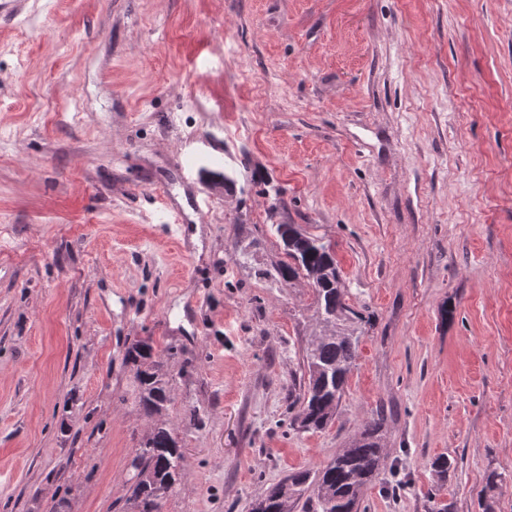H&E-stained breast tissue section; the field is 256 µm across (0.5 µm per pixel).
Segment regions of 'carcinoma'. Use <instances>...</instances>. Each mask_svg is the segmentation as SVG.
Returning a JSON list of instances; mask_svg holds the SVG:
<instances>
[{
    "label": "carcinoma",
    "mask_w": 512,
    "mask_h": 512,
    "mask_svg": "<svg viewBox=\"0 0 512 512\" xmlns=\"http://www.w3.org/2000/svg\"><path fill=\"white\" fill-rule=\"evenodd\" d=\"M275 232L293 260L280 268L283 280L290 282L302 275L309 281L323 327L304 351L302 363L307 382L291 403V408L298 409L292 422L305 430H319L332 419L345 393L360 337L338 326L349 307L346 286L331 247L302 233L295 224H277ZM152 357L153 347L147 342L137 343L128 351V360L137 366L138 406L146 415L160 413L170 402L168 382ZM384 423V414H376L361 424L357 436L336 453L329 466L314 472H297L269 488L261 498L266 504L264 512H288V502L299 500L306 491L310 495L303 503V512H360L364 491L378 481L385 467L379 443ZM172 442L171 432L158 426L134 449V475L128 492L137 512H162L163 501L156 491L166 484L176 485L183 452Z\"/></svg>",
    "instance_id": "obj_1"
}]
</instances>
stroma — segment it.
Segmentation results:
<instances>
[{
    "label": "stroma",
    "instance_id": "obj_1",
    "mask_svg": "<svg viewBox=\"0 0 512 512\" xmlns=\"http://www.w3.org/2000/svg\"><path fill=\"white\" fill-rule=\"evenodd\" d=\"M278 224L331 246L356 314L317 431ZM379 410L367 512H512V0H0V512H131L160 424L163 512H248ZM152 357L153 347L148 342L137 343L128 351V360L137 366L138 406L146 415L160 413L170 402L168 382ZM172 442L171 432L158 426L134 449L131 466L135 473L128 492L138 512H162L163 501L156 491L165 484L174 486L178 481L183 452L180 446L170 447ZM169 491L170 488H165L160 493L166 495Z\"/></svg>",
    "mask_w": 512,
    "mask_h": 512
}]
</instances>
